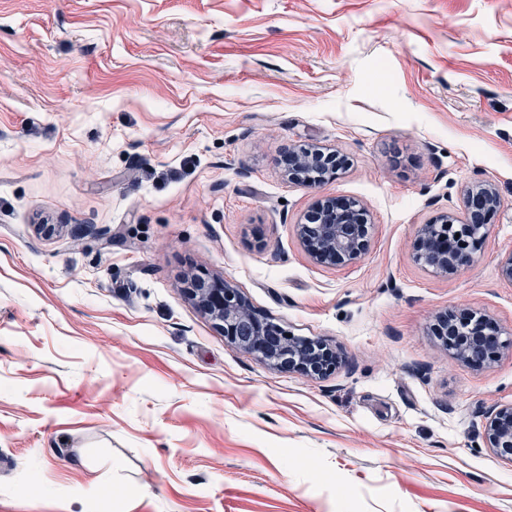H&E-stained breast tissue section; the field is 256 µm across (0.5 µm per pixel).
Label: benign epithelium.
Returning <instances> with one entry per match:
<instances>
[{
  "label": "benign epithelium",
  "instance_id": "7a95c632",
  "mask_svg": "<svg viewBox=\"0 0 512 512\" xmlns=\"http://www.w3.org/2000/svg\"><path fill=\"white\" fill-rule=\"evenodd\" d=\"M341 167V157L331 151L314 149L307 156L290 151L284 174L291 182L312 187L309 171L315 169L327 180ZM499 204L493 184H472L463 198V216L446 212L420 225L416 262L442 276L471 263L487 234L490 216ZM297 235L312 258L329 266L358 258L369 245V225L357 204L337 198L318 200L305 215L304 222L297 225ZM183 291L213 321L225 340L273 370L320 379L333 372L339 363V352L322 340L295 336L280 325L256 316L239 289L222 277H190ZM457 321L452 312L438 314L434 336L443 348L467 365L488 366L497 359L500 348L512 343V338L501 339L504 330L490 317H478L477 330L461 338L456 336ZM484 436L488 447L499 458L512 463V404L487 412Z\"/></svg>",
  "mask_w": 512,
  "mask_h": 512
}]
</instances>
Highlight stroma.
<instances>
[{
  "label": "stroma",
  "mask_w": 512,
  "mask_h": 512,
  "mask_svg": "<svg viewBox=\"0 0 512 512\" xmlns=\"http://www.w3.org/2000/svg\"><path fill=\"white\" fill-rule=\"evenodd\" d=\"M304 146L347 164L288 182ZM479 181L487 238L436 275L418 229ZM323 197L371 226L347 264L298 238ZM509 252L512 0H0V512H512V345L432 334L512 330ZM195 274L339 367L229 343ZM454 312H444L436 316L434 324V336L439 344L452 352V354L461 362L483 368L494 362L499 354L500 348L506 344L512 343V338L502 340L504 335L499 325L492 319L479 316L476 318L480 326L476 332L468 333L463 337L451 339L449 336L456 335V325L458 318ZM478 351L477 355L474 352ZM484 436L488 448L512 464V404L497 406L487 412Z\"/></svg>",
  "instance_id": "stroma-1"
}]
</instances>
